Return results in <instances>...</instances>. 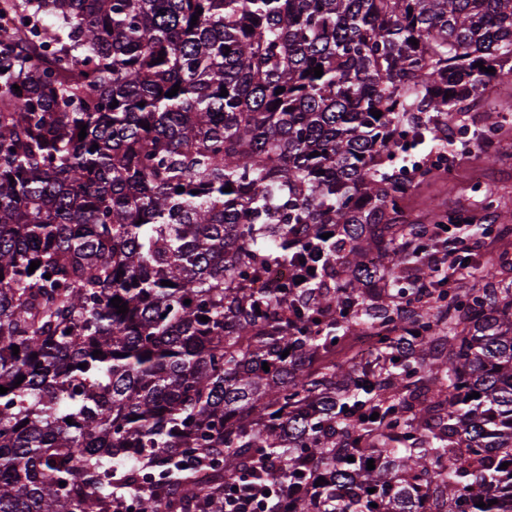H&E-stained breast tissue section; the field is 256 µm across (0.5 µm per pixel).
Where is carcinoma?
I'll return each instance as SVG.
<instances>
[{
    "instance_id": "1",
    "label": "carcinoma",
    "mask_w": 512,
    "mask_h": 512,
    "mask_svg": "<svg viewBox=\"0 0 512 512\" xmlns=\"http://www.w3.org/2000/svg\"><path fill=\"white\" fill-rule=\"evenodd\" d=\"M505 69L512 0H0V512H512V260L400 205Z\"/></svg>"
}]
</instances>
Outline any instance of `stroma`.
I'll list each match as a JSON object with an SVG mask.
<instances>
[{"label":"stroma","mask_w":512,"mask_h":512,"mask_svg":"<svg viewBox=\"0 0 512 512\" xmlns=\"http://www.w3.org/2000/svg\"><path fill=\"white\" fill-rule=\"evenodd\" d=\"M498 113L500 129L490 147H482L485 112ZM448 134L455 163L449 172L414 185L406 208L413 220L424 222L428 204L435 203L457 219L477 217L479 223H496V211L486 208V187L512 192V73H500L488 86L477 108L458 117Z\"/></svg>","instance_id":"35a3bbf8"}]
</instances>
